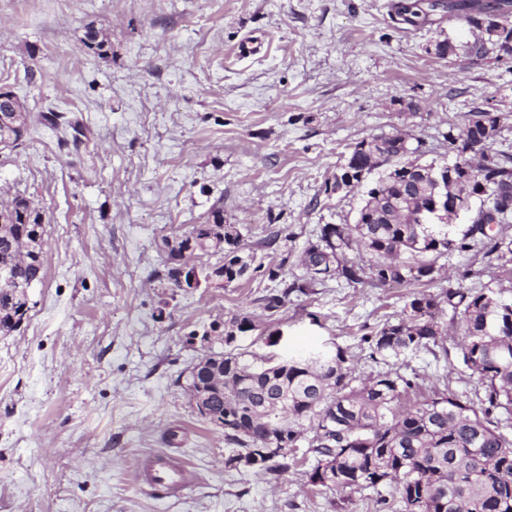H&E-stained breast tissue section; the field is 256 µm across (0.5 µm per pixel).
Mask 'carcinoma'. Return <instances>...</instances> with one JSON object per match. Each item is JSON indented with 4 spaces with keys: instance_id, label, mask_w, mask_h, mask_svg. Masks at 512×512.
Segmentation results:
<instances>
[{
    "instance_id": "cac0c4a2",
    "label": "carcinoma",
    "mask_w": 512,
    "mask_h": 512,
    "mask_svg": "<svg viewBox=\"0 0 512 512\" xmlns=\"http://www.w3.org/2000/svg\"><path fill=\"white\" fill-rule=\"evenodd\" d=\"M395 12L417 27L438 12L469 28L480 27L489 13L500 21L499 38L512 45V0H400ZM450 44L449 57L483 56L474 42ZM85 45L104 56L109 44L94 27ZM436 52V56H446ZM28 112L16 98L12 115L0 124V147L9 148L27 131ZM500 117L471 112L462 131L445 136L458 171L472 169L469 189L482 195V205L458 238L450 225L436 223L431 185L417 174L397 181L379 179L367 192L355 224H325L317 240L301 255L306 280L281 281L282 288L263 297L276 314L294 292L304 293L329 278L371 288L417 283L429 286L439 273L437 261L480 243L497 266L512 267V239L484 231L497 221L512 223V153L491 149ZM417 152L411 137L396 131L377 142L359 141L337 173L353 171L354 185L393 159ZM212 222L194 224L174 245L164 242L170 265L165 277L178 285L180 269L204 255H220L215 268L224 283L250 272L255 254L244 252L240 234L224 224L222 211ZM46 225L29 201L15 197L0 206V333L16 331L24 322L29 290L45 277ZM458 329L464 366L477 377L476 399L448 384L421 390L420 375L400 371L397 361L420 350L448 355V325ZM368 358L387 366L358 379L347 366L346 352L320 349L277 358L227 350L211 353L189 374L188 390L204 399L220 423L224 442L242 452L229 461L262 465L277 476L300 446L312 460L307 472L314 486L363 492L370 490L379 512H512V301L491 289L442 288L412 294L392 321L360 337ZM253 448H281L275 457L255 456ZM391 486L396 501L380 488Z\"/></svg>"
}]
</instances>
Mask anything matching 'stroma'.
Returning a JSON list of instances; mask_svg holds the SVG:
<instances>
[{
  "label": "stroma",
  "mask_w": 512,
  "mask_h": 512,
  "mask_svg": "<svg viewBox=\"0 0 512 512\" xmlns=\"http://www.w3.org/2000/svg\"><path fill=\"white\" fill-rule=\"evenodd\" d=\"M111 47L82 43L86 26ZM469 27L402 23L389 0H0V88L25 102L29 133L0 149V202L26 197L46 226L45 268L17 331L0 335V512H375L370 492L230 466L223 429L198 414L187 377L211 328L246 317L241 349L336 345L355 376L377 372L360 338L395 318L415 286L334 280L276 315L264 271L229 284L162 279L163 238L221 209L264 266L301 277L322 225L353 223L365 187L327 191L353 146L402 129L420 163L451 161L445 136L469 112L501 118L512 150V56L437 58ZM77 121L79 145L41 114ZM437 287L512 298V273L481 247L442 257ZM424 386L472 388L461 354L404 360ZM166 453L191 474L180 495L143 484L139 459Z\"/></svg>",
  "instance_id": "stroma-1"
}]
</instances>
